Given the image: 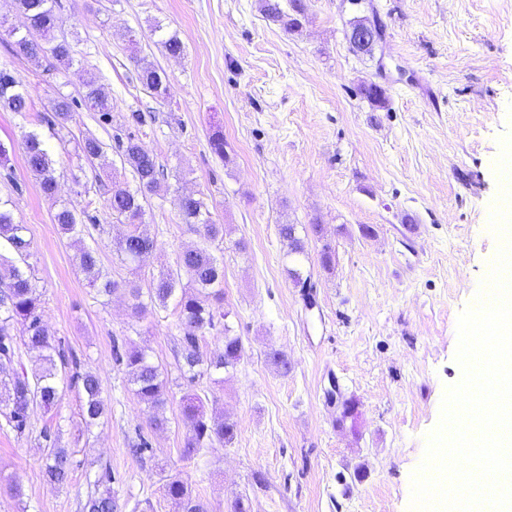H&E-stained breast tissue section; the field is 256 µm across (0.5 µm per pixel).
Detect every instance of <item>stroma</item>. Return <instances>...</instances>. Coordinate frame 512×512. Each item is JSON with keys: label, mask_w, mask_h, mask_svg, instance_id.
Segmentation results:
<instances>
[{"label": "stroma", "mask_w": 512, "mask_h": 512, "mask_svg": "<svg viewBox=\"0 0 512 512\" xmlns=\"http://www.w3.org/2000/svg\"><path fill=\"white\" fill-rule=\"evenodd\" d=\"M304 3L307 22L287 32L265 18L261 0H56L69 68L48 55L32 61L0 37V64L33 102L23 118L0 109L10 158L0 199L26 227V263L50 333L76 369L97 373L109 405L85 426L83 393L66 369L54 414L33 409L22 434L0 417V512H83L107 474L122 512H175L165 485L176 475L209 512H233L242 498L250 512H409L444 394L463 379L458 317L487 289L503 238L491 219L512 139V0H370L367 15L383 28L371 56L351 51L342 0ZM172 34L183 56L164 48ZM141 58L167 75L166 98L142 86ZM88 81L107 94L109 122L84 105ZM370 84L384 89V105L361 95ZM62 95L74 101L73 119L59 132L45 117ZM30 130L53 152L56 199L26 168ZM128 133L169 175L146 205L156 248L134 275L115 255L130 227L113 219L105 194L132 180L114 149ZM87 134L107 144L106 165L61 150L60 139ZM218 134L221 156L210 146ZM185 188L224 227L214 253L243 347L220 384L183 385L175 305L139 313L124 293L97 295L52 221L59 200L78 218L95 217L84 245L97 248L111 278L146 289L196 239L178 216ZM286 222L305 242L311 308L288 275L293 262L278 233ZM117 342L148 350L165 370L166 429L151 428L113 358ZM274 350L288 371L269 361ZM188 394L208 416L235 422L232 443L183 456ZM140 434L152 449L138 457L130 448ZM54 446L72 454L61 486L44 476ZM15 482L18 498L9 493Z\"/></svg>", "instance_id": "stroma-1"}]
</instances>
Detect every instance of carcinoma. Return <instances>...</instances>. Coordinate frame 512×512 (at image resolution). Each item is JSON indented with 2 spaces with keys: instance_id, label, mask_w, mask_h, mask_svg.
<instances>
[{
  "instance_id": "obj_1",
  "label": "carcinoma",
  "mask_w": 512,
  "mask_h": 512,
  "mask_svg": "<svg viewBox=\"0 0 512 512\" xmlns=\"http://www.w3.org/2000/svg\"><path fill=\"white\" fill-rule=\"evenodd\" d=\"M291 10H286L282 0H262L265 18L286 30L302 27L306 8L302 0H289ZM20 12L32 29L45 37L51 46L34 42L28 35L18 36L16 45L29 58L40 59L50 54L57 62L73 65L72 45L66 39L58 40L54 32L60 18L55 12L54 0H17ZM139 79L143 86L158 98L168 95L169 85L164 73L153 64L140 60ZM83 102L99 113L103 122L112 109L107 95L93 82L87 83ZM29 95L19 88L10 71L0 66V108L26 116ZM73 118L71 102L65 97L54 100L53 123L65 125ZM118 152L123 156L121 165L132 174L134 187L115 184L107 198L112 215L122 224L134 229L116 243L117 256L128 266L136 263V257L149 254L154 240L144 224V203L159 194L166 179L163 166L157 157L146 149L134 136L117 138ZM23 149L28 170L39 180L41 192L53 199L57 195L54 176V159L46 142L35 132L23 135ZM105 144L96 137H84L76 143L75 155L89 165L105 157ZM183 223L198 236L199 244L182 250L175 268L161 274L147 291L138 288L133 280L120 283L108 275L97 250L83 247L80 250V266L89 286L102 295L124 291L133 301L134 308L145 311L150 307L166 306L174 299L179 311L177 329L180 336V354L184 362L183 376L190 383L207 376L209 378L235 367L242 349L241 339L231 334L227 322L230 312L224 309V263L211 251L214 243L224 239V225L212 220L204 200L193 191H183L180 207ZM54 223L61 232L74 237L85 231L69 206L61 204L54 214ZM25 226L15 221L12 210L0 202V240L6 241L13 251L23 257L30 243L24 235ZM280 238L288 247L287 256L298 260L305 254V244L298 236L295 224L278 225ZM41 294L37 292L34 277L23 268L11 265L8 275L0 274V359L12 360L16 355V342L20 341L30 353H37L42 362L39 372L28 374L25 368L9 377H0V415L17 433L28 428L30 412L36 407L49 412L58 398V366L66 364V356L60 343L50 336L40 311ZM215 330L224 333V345L205 358L200 352V340L204 333ZM115 361L126 367L129 383L149 413L150 424L160 429L167 419L160 415L169 400L170 385L160 364L144 349L130 346L114 350ZM84 395L81 415L86 425L96 423L108 409L103 397V387L98 376L91 370L76 375ZM186 436L182 454H197L203 448L216 444L231 443L236 434V424L229 420L219 423L210 420L201 399L187 395L181 410ZM72 471L70 453L64 448L52 447L46 463L47 478L58 485L69 481ZM165 495L174 504L176 512H208L203 501L193 495L189 485L179 477H173L165 485ZM85 512H117L118 504L111 489L96 491L88 496Z\"/></svg>"
}]
</instances>
